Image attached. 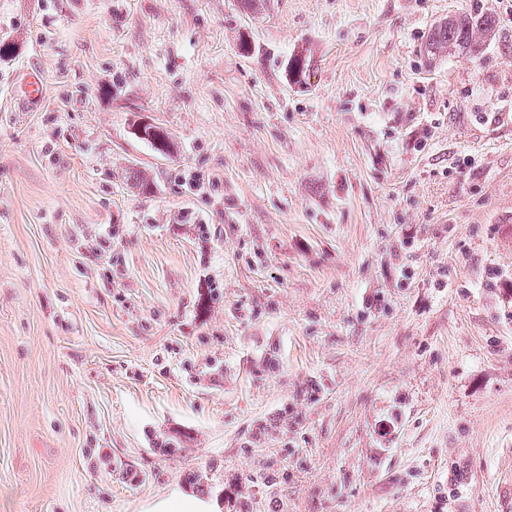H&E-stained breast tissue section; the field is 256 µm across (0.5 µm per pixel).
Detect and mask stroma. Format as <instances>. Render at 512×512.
<instances>
[{
    "label": "stroma",
    "mask_w": 512,
    "mask_h": 512,
    "mask_svg": "<svg viewBox=\"0 0 512 512\" xmlns=\"http://www.w3.org/2000/svg\"><path fill=\"white\" fill-rule=\"evenodd\" d=\"M1 39L0 512H512V0H0ZM496 27L495 17L489 11L448 15L429 30L423 42L424 56L429 66L451 53L480 58L486 45L495 39ZM214 504L181 492L161 501L151 512H214Z\"/></svg>",
    "instance_id": "obj_1"
}]
</instances>
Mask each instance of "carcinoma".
Returning a JSON list of instances; mask_svg holds the SVG:
<instances>
[{
  "label": "carcinoma",
  "instance_id": "1",
  "mask_svg": "<svg viewBox=\"0 0 512 512\" xmlns=\"http://www.w3.org/2000/svg\"><path fill=\"white\" fill-rule=\"evenodd\" d=\"M496 20L488 11H472L452 14L429 30L423 52L428 63L451 53L464 54L471 59L482 56L486 45L496 37ZM309 71L308 57L296 54L287 64L288 80L300 84Z\"/></svg>",
  "mask_w": 512,
  "mask_h": 512
}]
</instances>
